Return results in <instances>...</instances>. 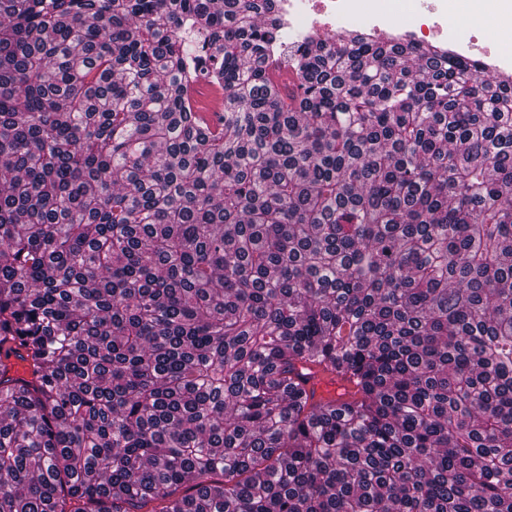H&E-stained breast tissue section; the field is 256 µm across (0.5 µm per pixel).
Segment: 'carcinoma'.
Returning a JSON list of instances; mask_svg holds the SVG:
<instances>
[{
  "instance_id": "1",
  "label": "carcinoma",
  "mask_w": 512,
  "mask_h": 512,
  "mask_svg": "<svg viewBox=\"0 0 512 512\" xmlns=\"http://www.w3.org/2000/svg\"><path fill=\"white\" fill-rule=\"evenodd\" d=\"M280 39L0 0V512H512V75ZM307 367L311 368L312 373L305 375L308 377L305 386L314 391L315 399H336L352 392L353 386L350 382L335 377L321 366L308 365Z\"/></svg>"
}]
</instances>
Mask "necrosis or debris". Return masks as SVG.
<instances>
[{
  "label": "necrosis or debris",
  "mask_w": 512,
  "mask_h": 512,
  "mask_svg": "<svg viewBox=\"0 0 512 512\" xmlns=\"http://www.w3.org/2000/svg\"><path fill=\"white\" fill-rule=\"evenodd\" d=\"M395 0H274L275 13L288 26L303 34L335 37L341 25L354 24L383 39L435 43L448 47L460 57L480 53L488 68L502 74L512 72V55L491 51L481 25L461 33L454 16L442 7V0H424L417 23L403 21L394 8Z\"/></svg>",
  "instance_id": "4bbe7bcc"
}]
</instances>
